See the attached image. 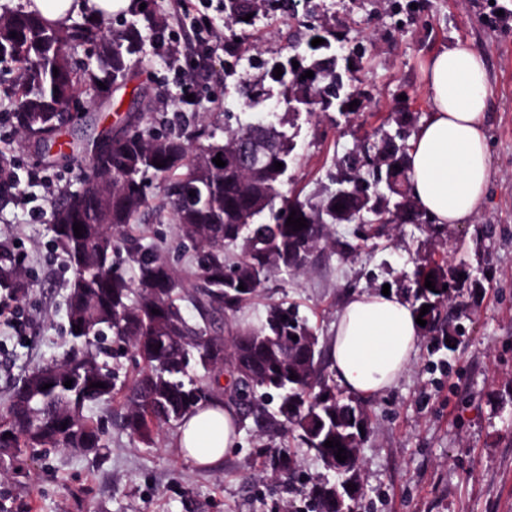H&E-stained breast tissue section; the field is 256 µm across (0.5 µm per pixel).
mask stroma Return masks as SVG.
Masks as SVG:
<instances>
[{
	"label": "stroma",
	"instance_id": "stroma-1",
	"mask_svg": "<svg viewBox=\"0 0 512 512\" xmlns=\"http://www.w3.org/2000/svg\"><path fill=\"white\" fill-rule=\"evenodd\" d=\"M165 15L158 45L109 98L80 93L84 122L68 138L89 139L120 127L138 103L146 121L166 129L194 130L204 117L216 134L268 112L293 134L297 162L283 191L318 194L334 157L355 145L394 132L395 113L415 118L418 133L431 110L424 71L429 58L467 41L487 59L493 104L488 138L491 181L485 202L467 224L435 236L422 225L391 224L384 237L359 244L358 227L340 224L337 239L354 252L316 257L295 277H271L243 313L263 316L272 302L297 304L329 350L336 314L353 292L383 285L409 294L416 271L436 261L482 279L465 291L464 336L453 350H436L424 333L413 364L383 395L363 400L368 428L360 448L363 495L357 512H512V22L493 26L499 9L512 15V0H301L294 16L262 6L252 26H227L224 0H145ZM314 18L336 32V47L359 63L355 83L364 92L350 116L336 110L295 112L268 63L292 54L304 40L303 20ZM191 84L193 95L181 87ZM261 88L255 108L241 103L243 87ZM0 149L12 159L21 193L0 209V247L27 273L28 291L12 300L13 322L0 320V416L9 394L28 371L61 358L66 348V300L72 272L48 229L52 203L78 186L80 163L45 168L32 145L19 141L0 108ZM151 211L131 225L132 235L167 248L181 274L193 270L171 222L153 214L162 199L157 182L147 187ZM119 401L90 408L105 446L37 448L0 459V512H282L305 505L306 487L329 473L314 453L299 450L291 477L276 475L271 450L281 442L253 418L241 421L240 445L214 469H203L175 446L176 430L162 427L152 447L132 440L113 410Z\"/></svg>",
	"mask_w": 512,
	"mask_h": 512
}]
</instances>
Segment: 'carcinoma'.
<instances>
[{"instance_id":"obj_1","label":"carcinoma","mask_w":512,"mask_h":512,"mask_svg":"<svg viewBox=\"0 0 512 512\" xmlns=\"http://www.w3.org/2000/svg\"><path fill=\"white\" fill-rule=\"evenodd\" d=\"M257 12V0H224L231 25ZM310 30L325 43L314 47L306 41L303 51L276 61L284 74L277 78L271 69L270 77L284 87L294 110L333 107L342 113L363 96L345 80L351 57L332 51L335 34L328 28ZM81 44L96 47V64L80 66L73 60L71 51ZM146 44L147 36L135 25L119 32L106 30L101 20L55 26L22 3L0 9V74L12 76L6 97L22 141L32 143L48 166L86 156L79 187L54 202L49 215L53 241L73 272L66 304L72 346L62 361L37 366L13 388L7 414L0 418V448L12 449L13 456L24 448H102L98 426L84 410L125 388L120 424L151 447L160 427L177 424L198 403L224 395L219 378L227 367L232 399L243 411L292 434L321 462L334 459L336 448L324 446L325 441L347 447L360 435L365 413L325 375L316 331L298 308L282 303L269 305L256 322L236 316L274 272H299L317 253H336L335 224L364 225L369 239L387 224L439 228L410 195L404 121H396L395 134L357 145L336 159L331 187L314 200L280 192L282 177L295 162L294 147L268 122L226 129L219 139L204 130L190 138L180 131L141 127L136 136L115 141L101 158L90 156L89 141H73L71 153L62 152L65 125L57 115L62 103L84 87L125 77L146 59ZM308 70L314 77L301 79ZM218 155L225 166L212 162ZM157 161L165 166H156ZM276 162L282 169L275 170ZM151 180L159 181L163 191L157 218L176 224L179 238L193 251L196 271L190 284L161 245L144 244L127 231L149 207L145 188ZM19 191L16 168L0 152V207ZM191 191L195 196H189ZM337 204L344 208L335 210ZM293 210L307 227L295 231L286 225ZM76 223L83 226L81 238L75 236ZM120 258L133 275L116 270ZM458 273L432 262L417 271L414 281L416 310L430 306L422 319L432 331L447 314L448 329L441 333L448 338L461 335L454 322L464 307L466 279ZM429 274L433 291L425 287ZM28 287L15 259L0 262L5 296ZM186 299L198 311L194 322L182 312ZM230 317L227 343L214 326ZM104 334L133 350L136 371L129 388L126 376L112 365V352L100 339ZM68 380L69 388L64 386ZM97 382L105 387H90ZM46 384L50 388L42 389ZM297 463L288 443L275 448L274 471L288 476Z\"/></svg>"}]
</instances>
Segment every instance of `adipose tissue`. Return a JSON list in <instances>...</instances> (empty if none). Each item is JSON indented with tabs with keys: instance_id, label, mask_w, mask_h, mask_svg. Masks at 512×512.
<instances>
[{
	"instance_id": "obj_1",
	"label": "adipose tissue",
	"mask_w": 512,
	"mask_h": 512,
	"mask_svg": "<svg viewBox=\"0 0 512 512\" xmlns=\"http://www.w3.org/2000/svg\"><path fill=\"white\" fill-rule=\"evenodd\" d=\"M126 2L31 0L29 8L65 25L79 14L111 17ZM425 80L432 107L409 150L410 192L435 223L466 224L481 209L491 179L487 60L460 42L430 59ZM416 318L411 303L398 295H350L336 316L331 342L336 382L364 399L390 389L417 352L422 328ZM239 426L233 402H203L180 422L175 444L196 465L215 468L238 446Z\"/></svg>"
}]
</instances>
